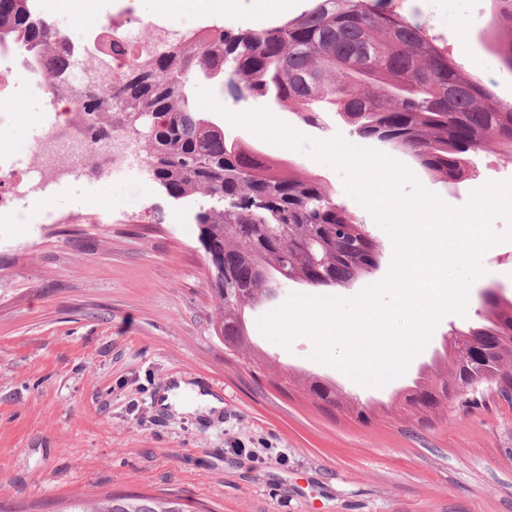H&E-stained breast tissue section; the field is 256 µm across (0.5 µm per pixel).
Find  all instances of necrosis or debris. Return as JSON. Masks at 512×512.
Here are the masks:
<instances>
[{
	"label": "necrosis or debris",
	"instance_id": "1",
	"mask_svg": "<svg viewBox=\"0 0 512 512\" xmlns=\"http://www.w3.org/2000/svg\"><path fill=\"white\" fill-rule=\"evenodd\" d=\"M121 11L126 17L123 25H113L108 18L96 21L86 36L71 43L73 58L107 60L108 76L113 80L126 71L131 59L171 49L183 34L203 28L197 18L177 20L159 11L144 21L132 5L122 6ZM1 77L40 98L46 119L43 135L25 155L13 159L0 154V206L11 208L21 199L49 197L61 183L99 176L95 160L101 156L112 171L140 165L132 141L116 132L111 149H104L91 133L93 117L82 113L78 100L57 94L45 82H32L25 73L12 69L9 57L0 54Z\"/></svg>",
	"mask_w": 512,
	"mask_h": 512
}]
</instances>
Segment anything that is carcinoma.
I'll return each instance as SVG.
<instances>
[{
	"instance_id": "cac0c4a2",
	"label": "carcinoma",
	"mask_w": 512,
	"mask_h": 512,
	"mask_svg": "<svg viewBox=\"0 0 512 512\" xmlns=\"http://www.w3.org/2000/svg\"><path fill=\"white\" fill-rule=\"evenodd\" d=\"M493 2L498 22L512 29V0ZM64 39L41 17L36 0H0V51L15 50L26 70L38 73L51 61L52 80L68 75ZM194 74L215 81L236 102L266 98L306 124L327 104L358 138L406 154L419 172L446 184L464 180L473 154L487 142L512 159V104L496 101L421 27L380 0H313L292 19L245 32L207 25L167 55L133 59L121 79L87 94L83 111L98 124L128 112L148 114L159 126L154 137L142 139L146 163L172 198L204 199L196 224L229 271L224 287L214 289L217 325L239 350L247 346L245 309L272 302L275 286L264 271L288 283L319 288L335 279L346 287L376 269L379 250L365 225L317 178L269 158L197 111ZM117 86L125 96L107 109ZM482 305L488 324L451 334L465 344L475 338L495 358L477 387L512 383V302L496 293ZM460 379L462 368L450 355L447 377L417 381L406 406L422 414L445 406ZM308 392L324 410L348 406L368 419V406L347 405L327 381L311 379ZM66 512L195 510L179 498L112 494L74 499Z\"/></svg>"
}]
</instances>
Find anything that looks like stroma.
Returning <instances> with one entry per match:
<instances>
[{
	"mask_svg": "<svg viewBox=\"0 0 512 512\" xmlns=\"http://www.w3.org/2000/svg\"><path fill=\"white\" fill-rule=\"evenodd\" d=\"M210 0H141L163 11L223 21ZM91 0H44L59 29L78 35ZM308 0H237L256 26L299 15ZM420 24L457 66L476 75L502 104L512 103V71L492 52L512 30L491 25L490 0H383ZM41 104L18 98L0 120V151L19 154L40 135ZM272 113L302 134L351 138L332 112L304 124L279 106ZM334 192L366 224L379 266L347 298L390 271L388 233L345 190L337 170L302 151L263 143ZM477 171L455 186L424 188L460 208L471 188L512 180L494 145L473 155ZM195 201L177 200L142 174L109 176L27 204V221L0 210V502L29 512H62L71 500L113 492H171L210 512H512V399L491 397L461 412L444 407L419 422L404 407L417 377L446 373L450 328L484 322L481 293L512 299V241L484 255L465 315H445L406 372L365 387L311 359L313 344L284 348L246 315L249 350L225 354L212 332L215 301L198 240ZM315 376L369 404L368 420L319 410L301 380ZM209 388L224 403L214 416L177 413L161 395L172 381Z\"/></svg>",
	"mask_w": 512,
	"mask_h": 512,
	"instance_id": "1",
	"label": "stroma"
}]
</instances>
